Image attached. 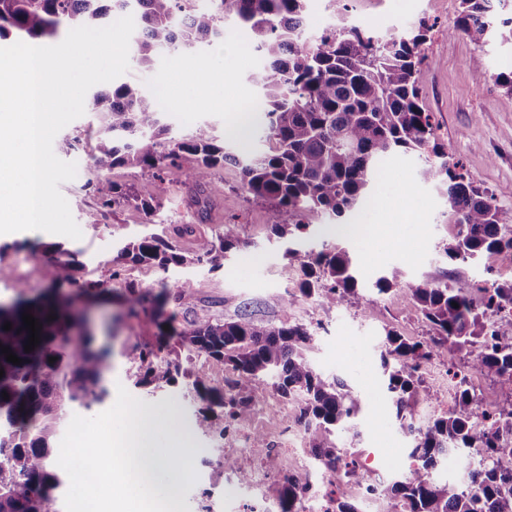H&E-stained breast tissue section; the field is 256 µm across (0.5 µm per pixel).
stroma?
I'll return each mask as SVG.
<instances>
[{"label": "stroma", "instance_id": "stroma-1", "mask_svg": "<svg viewBox=\"0 0 512 512\" xmlns=\"http://www.w3.org/2000/svg\"><path fill=\"white\" fill-rule=\"evenodd\" d=\"M347 7L357 24L382 35L401 33L421 22L430 25V37L421 50L425 72L421 96L432 114L438 141L477 184L488 190L501 209L512 211V96L497 82L499 73L512 71V46L492 37L479 48L464 38L449 36L459 0H347ZM257 64L247 34L228 27L223 38L195 52L160 53L147 70L130 65L121 81L159 102L165 123L176 135H189L206 124L220 140L231 132L235 111L252 102L255 91L248 76ZM202 65L213 68L221 79L205 96L187 84L190 73ZM168 88L182 95V106L165 105L164 91ZM98 128V113L88 111L62 130L63 135L79 140L67 156L76 163L77 174L61 183L60 190L80 225L81 239L38 230L0 234V246L6 248L0 263L8 271L0 278L1 301L14 298L17 283H26L35 293L50 283L54 257L49 245L80 252L87 263L82 277L95 279L123 241L150 231L143 212L130 205L103 212L99 223H86V212L99 205L97 196L84 188ZM425 164V159L414 153H398L379 161L383 176L372 199L347 219L354 227L348 242L362 292L333 309L294 296L301 274L289 264L284 245L273 233L267 204L246 198L234 166L227 164L215 170L208 216L202 221L197 218V192L191 185L134 168L113 169L109 180L131 188L138 197L159 202L157 219L166 232H173L180 224L195 223L200 237L214 239L223 234L225 225L233 224L243 246L231 253L218 274L203 268L165 274L152 267L129 265L123 280L109 283L107 294L92 300L75 297V310L92 308L97 341L111 347L112 359L105 374L110 397L88 409L74 407V414L93 417L104 412L114 404L112 392L120 386L147 406L172 412L189 443L184 451L188 476L179 483L177 496L190 512H201L208 475L224 458L222 442L196 429L195 405L181 395L179 387L153 393L135 387L136 367L127 353L134 346L154 341L157 330L145 318L124 316L117 298L127 281L155 289L161 281L178 280L195 292L199 313L211 318L230 320L247 309L260 322L306 325L313 335L308 356L316 368L328 378L344 381L361 399L360 433H339V447L353 452L371 477L391 484L409 463L410 436L401 429L384 387L382 341L390 330L408 338L426 333L425 324L412 313L407 282L448 275L458 287L469 289L512 279V262L496 256L455 264L442 258L440 249L448 240L445 188L439 182L422 179ZM392 273L397 275L399 286L377 296L373 288L376 278ZM424 372L437 401H421L414 406L413 422L418 426L436 417L438 401L448 395L447 350L436 351Z\"/></svg>", "mask_w": 512, "mask_h": 512}]
</instances>
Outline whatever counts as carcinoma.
Listing matches in <instances>:
<instances>
[{
    "mask_svg": "<svg viewBox=\"0 0 512 512\" xmlns=\"http://www.w3.org/2000/svg\"><path fill=\"white\" fill-rule=\"evenodd\" d=\"M185 2L0 0V39L15 34L40 44L68 23L94 27L111 12L134 13L139 21L134 54L138 66L148 69L163 50L190 53L223 37L224 21L232 19L251 36L263 60L248 80L257 91L255 109L264 113L261 138L268 149L251 157L216 144L206 126L188 138L170 135L156 106L128 84L96 93L91 106L101 114V127L93 164L100 179L88 188L100 208L87 212L85 223H99L103 208L130 203L153 223L158 205L107 179L116 167L154 176L166 173L202 191L217 167L232 164L240 169L242 189L269 204L272 230L288 243L286 256L302 273L300 296L336 307L356 295L352 257L339 243L319 251L302 247L299 240L310 227L309 216L320 212L341 223L368 199L382 157L416 152L437 158L425 165L422 178L447 186L448 224L453 227L444 247L448 260L487 255L512 261V212L496 206L488 191L438 144L432 115L422 103L421 46L430 31L427 24L403 35L375 34L347 24L346 3L335 0L336 25L309 40L304 35L305 0H212L204 11ZM491 2L461 0L448 35H463L480 47L494 33L512 45V17L493 26ZM240 245L233 224L224 225L218 241H200L190 256L166 236L151 233L127 242L106 263L104 279L83 283L77 276L84 269L78 253L48 246L60 255L51 284L27 297V286L18 283L14 300L0 303V345L22 359L15 365L0 352V393L9 395L0 396V512H59L56 491L65 472L52 452L56 429L70 406L90 407L108 396L104 373L112 350L96 345L91 327L60 288L76 286L91 296L120 279L125 263L163 272L188 263L217 271L224 268L226 253ZM408 288L413 315L426 323L428 335L408 339L389 331L384 339L386 389L397 420L413 436L410 464L387 489V512H512V336L486 323L512 306V280L477 287V299L448 278L417 281ZM123 299L130 314H143L159 329L155 342L130 355L137 365L135 385L159 389L180 377L188 380L186 387L197 403V429L220 438L224 428L250 419L268 387L286 400L297 395L298 421L312 432L309 455L332 473L343 471L353 483L368 480L331 440L336 430L351 426L360 401L343 381L331 382L317 372L306 355L312 343L306 327L265 324L247 311L227 321L194 317L173 327L166 311L169 301L186 311L196 306L194 292L179 281H164L155 293L128 283ZM25 312L42 325L40 342L28 353ZM7 322L12 324L8 331L3 329ZM442 347L453 349L463 361L448 369L455 386L453 405L416 428L409 422L411 409L432 398L422 367ZM183 351L228 364L235 373L228 390L207 385L202 376L169 359ZM471 372L506 393L493 412L483 410L467 385ZM458 448L481 449L467 479L435 481L433 470ZM306 481L300 472L277 479L279 512H298L297 494Z\"/></svg>",
    "mask_w": 512,
    "mask_h": 512,
    "instance_id": "cac0c4a2",
    "label": "carcinoma"
}]
</instances>
